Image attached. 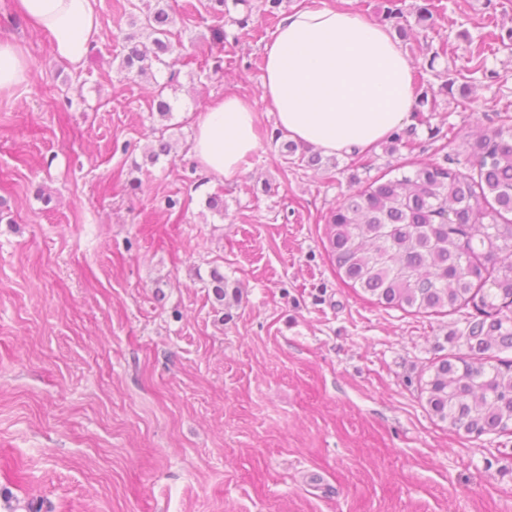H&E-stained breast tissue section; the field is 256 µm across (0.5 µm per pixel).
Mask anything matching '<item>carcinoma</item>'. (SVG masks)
I'll return each instance as SVG.
<instances>
[{
  "label": "carcinoma",
  "mask_w": 512,
  "mask_h": 512,
  "mask_svg": "<svg viewBox=\"0 0 512 512\" xmlns=\"http://www.w3.org/2000/svg\"><path fill=\"white\" fill-rule=\"evenodd\" d=\"M172 7L157 0L143 14L150 44L126 46L121 68L145 76L174 50ZM165 128L148 151L168 155ZM472 173L419 164L343 197L327 224L329 253L344 281L381 305L417 313L471 307L466 343L479 354L512 350V128L469 143ZM215 299H239L218 269ZM432 415L477 437L512 429V359L495 365L441 358L421 383Z\"/></svg>",
  "instance_id": "obj_1"
}]
</instances>
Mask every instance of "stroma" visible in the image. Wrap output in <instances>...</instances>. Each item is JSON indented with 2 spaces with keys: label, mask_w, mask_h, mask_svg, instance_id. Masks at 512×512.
<instances>
[{
  "label": "stroma",
  "mask_w": 512,
  "mask_h": 512,
  "mask_svg": "<svg viewBox=\"0 0 512 512\" xmlns=\"http://www.w3.org/2000/svg\"><path fill=\"white\" fill-rule=\"evenodd\" d=\"M171 2L178 52L141 79L120 68L132 0H96V61L78 70L0 0V39L30 63L0 91V512H512V433L456 432L420 393L433 362L468 354V310L374 304L324 235L349 191L512 126V0H441L424 23L427 0H401L427 104L403 145L314 166L274 141L259 0L220 17ZM229 93L255 100L260 141L226 182L200 170L188 115ZM163 124L171 152L152 162Z\"/></svg>",
  "instance_id": "obj_1"
}]
</instances>
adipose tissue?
<instances>
[{
    "label": "adipose tissue",
    "instance_id": "obj_1",
    "mask_svg": "<svg viewBox=\"0 0 512 512\" xmlns=\"http://www.w3.org/2000/svg\"><path fill=\"white\" fill-rule=\"evenodd\" d=\"M49 34L55 55L85 64L99 33L95 0H15ZM412 66L389 29L352 10L299 8L281 21L262 57V98L278 130L328 155L389 140L412 116ZM257 109L227 95L193 113L192 152L205 173L234 180L258 147Z\"/></svg>",
    "mask_w": 512,
    "mask_h": 512
}]
</instances>
